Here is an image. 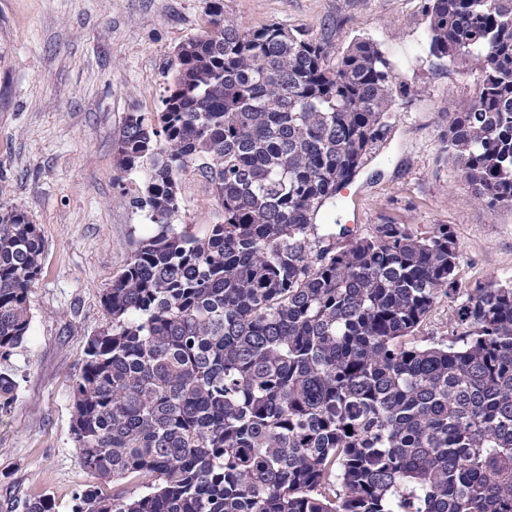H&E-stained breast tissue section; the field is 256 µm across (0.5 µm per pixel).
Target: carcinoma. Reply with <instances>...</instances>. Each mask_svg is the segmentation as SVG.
Listing matches in <instances>:
<instances>
[{
	"instance_id": "cac0c4a2",
	"label": "carcinoma",
	"mask_w": 512,
	"mask_h": 512,
	"mask_svg": "<svg viewBox=\"0 0 512 512\" xmlns=\"http://www.w3.org/2000/svg\"><path fill=\"white\" fill-rule=\"evenodd\" d=\"M429 55L480 79L448 107V160L490 210L512 209V0H428ZM181 42L162 110L130 112L116 164L156 232L101 297L71 436L90 485L72 512H512V282L457 280L447 224L385 221L342 248L316 220L353 181L407 93L377 44L209 6ZM198 172L224 208L173 223ZM45 242L0 207V362L31 325ZM448 299L450 331L420 327ZM18 381L0 368V414ZM352 432H347V427ZM142 489L129 493L125 480Z\"/></svg>"
}]
</instances>
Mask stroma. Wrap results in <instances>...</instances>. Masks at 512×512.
<instances>
[{
  "label": "stroma",
  "instance_id": "1",
  "mask_svg": "<svg viewBox=\"0 0 512 512\" xmlns=\"http://www.w3.org/2000/svg\"><path fill=\"white\" fill-rule=\"evenodd\" d=\"M209 0H0V205L28 212L45 240L29 294V334L12 358L17 398L0 417V512L50 496L71 512L95 478L70 427L90 336L107 324L101 296L154 230L133 198L144 176L115 162L128 113L160 111L175 49L208 27ZM424 0H224L243 28L279 22L328 39L330 61L350 41H375L408 84L391 129L328 221L352 235L391 220L415 231L447 224L460 245L457 279L512 282V210L476 204L443 151L449 102L468 103L479 78L467 59L427 54ZM176 223L201 230L224 211L190 172Z\"/></svg>",
  "mask_w": 512,
  "mask_h": 512
}]
</instances>
